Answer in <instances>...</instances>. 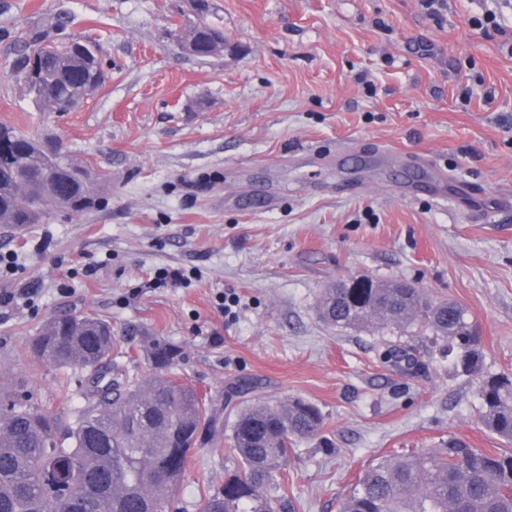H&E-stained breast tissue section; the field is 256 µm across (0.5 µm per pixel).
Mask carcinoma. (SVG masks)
I'll list each match as a JSON object with an SVG mask.
<instances>
[{"mask_svg": "<svg viewBox=\"0 0 512 512\" xmlns=\"http://www.w3.org/2000/svg\"><path fill=\"white\" fill-rule=\"evenodd\" d=\"M224 31L208 23L179 39L199 56L219 51ZM54 64L32 72L21 62L27 92L46 100H83L103 85L96 50L73 39L37 44ZM103 175L93 176L71 155L10 125L0 124V224H42L50 207L79 213L96 206ZM318 313L340 327L371 325L391 330L414 323L432 329L441 350L466 376L481 373L483 349L469 311L452 301H435L398 279L369 281L366 288L339 283L325 289ZM112 323L93 314L49 320L33 348L63 371L95 370L84 405L66 420L39 402L21 401L0 387V512H165L185 474L190 452L224 427V408H208L195 389L171 378L182 349L150 339L143 377L119 363ZM386 361L406 359L425 366L415 353L390 344ZM480 420L512 442V376L481 378ZM324 418L313 405L290 400L249 404L239 412L230 439L237 469L209 497L203 512H276L286 505L269 492L284 469L293 438L319 435ZM338 512H512V454L473 448L459 438L448 446L412 456H388L370 465L340 500Z\"/></svg>", "mask_w": 512, "mask_h": 512, "instance_id": "obj_1", "label": "carcinoma"}]
</instances>
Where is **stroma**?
Returning a JSON list of instances; mask_svg holds the SVG:
<instances>
[{"label": "stroma", "mask_w": 512, "mask_h": 512, "mask_svg": "<svg viewBox=\"0 0 512 512\" xmlns=\"http://www.w3.org/2000/svg\"><path fill=\"white\" fill-rule=\"evenodd\" d=\"M0 0V123L59 140L105 175L99 205L52 211L18 232L0 293V384L69 417L79 389L31 349L48 320L106 318L131 369L150 372L144 339L180 346L177 376L206 404L241 385L251 401L302 399L322 436L293 441L273 496L287 512H336L383 456L458 437L507 454L479 422L477 377L458 373L431 331L330 326L324 288L402 278L467 308L483 370L512 372V0ZM494 11L501 31L473 18ZM220 26L223 52L198 57L177 35ZM83 38L106 83L69 112H46L15 74L34 37ZM382 149L394 163L364 171ZM418 154L446 170L424 192ZM181 284L152 285L159 269ZM32 289L21 297L22 289ZM236 299L226 318L224 299ZM423 359L383 363L389 343ZM234 408L191 453L171 512H202L237 465Z\"/></svg>", "instance_id": "stroma-1"}]
</instances>
